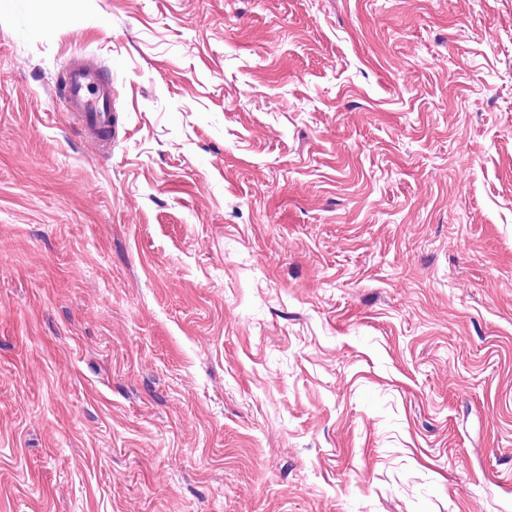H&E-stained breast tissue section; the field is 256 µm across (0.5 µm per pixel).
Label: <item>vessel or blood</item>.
Segmentation results:
<instances>
[{
    "instance_id": "b4317fda",
    "label": "vessel or blood",
    "mask_w": 512,
    "mask_h": 512,
    "mask_svg": "<svg viewBox=\"0 0 512 512\" xmlns=\"http://www.w3.org/2000/svg\"><path fill=\"white\" fill-rule=\"evenodd\" d=\"M69 117L93 146L105 150L117 136L112 81L93 58L77 55L63 70L58 85Z\"/></svg>"
}]
</instances>
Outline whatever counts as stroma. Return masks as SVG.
<instances>
[{
	"instance_id": "35a3bbf8",
	"label": "stroma",
	"mask_w": 512,
	"mask_h": 512,
	"mask_svg": "<svg viewBox=\"0 0 512 512\" xmlns=\"http://www.w3.org/2000/svg\"><path fill=\"white\" fill-rule=\"evenodd\" d=\"M0 512H512V0L0 14ZM69 117L93 146L105 150L117 136L112 80L97 61L85 55L70 59L58 84Z\"/></svg>"
}]
</instances>
